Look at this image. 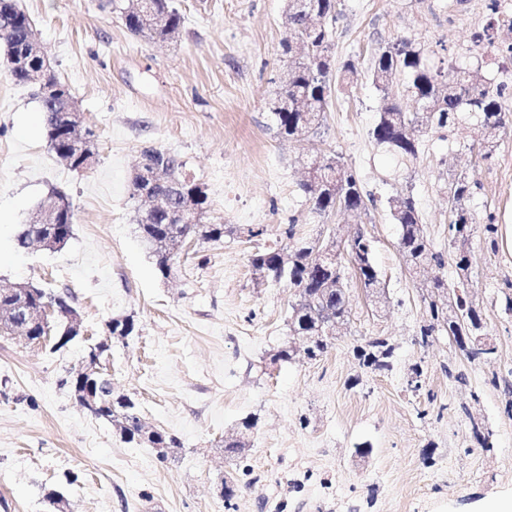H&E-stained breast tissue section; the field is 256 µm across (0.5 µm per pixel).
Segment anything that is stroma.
Instances as JSON below:
<instances>
[{"label": "stroma", "mask_w": 512, "mask_h": 512, "mask_svg": "<svg viewBox=\"0 0 512 512\" xmlns=\"http://www.w3.org/2000/svg\"><path fill=\"white\" fill-rule=\"evenodd\" d=\"M183 16L175 38L132 37L104 0H21L51 64L70 86L96 135L95 164L78 171L48 148L33 90L0 70V284L69 287L91 340L106 322L133 317L136 331L106 360L114 388L134 397L144 418L180 440L176 458L120 439L62 380L84 345L60 351L0 336V512H52L50 492L71 512H486L512 500V126L497 155L480 160V117L424 134L416 157L372 135L384 103H413L405 77L373 81L380 42L406 38L432 70L466 69L512 89V24L489 0H338L332 53L355 72L336 86L317 135L301 142L275 133L268 99L279 86L285 0H174ZM493 26V43L473 35ZM184 161L206 186L204 220L237 233L197 243L175 278L161 280L136 232L130 178L143 147ZM339 156L363 189L359 217L321 218L301 191V162L316 150ZM466 171L471 289L487 336L489 363L468 361L439 332L418 344L427 317L422 280L399 253L389 201L412 197L443 266L428 275L456 282L448 224L447 174ZM75 209L61 250L24 251L14 228L29 223L52 188ZM497 232L487 235V215ZM300 237L361 228L388 303L376 312L355 275L346 329L324 356L271 364L288 339L293 291L256 280V245H280L283 224ZM265 225L262 242L242 229ZM395 346L393 367L362 369V337ZM422 387L408 384L413 366ZM258 420L235 468L241 486L225 503L216 486L229 467L222 444L245 417ZM478 420L491 434L481 448Z\"/></svg>", "instance_id": "35a3bbf8"}]
</instances>
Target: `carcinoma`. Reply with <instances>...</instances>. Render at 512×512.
Wrapping results in <instances>:
<instances>
[{
	"mask_svg": "<svg viewBox=\"0 0 512 512\" xmlns=\"http://www.w3.org/2000/svg\"><path fill=\"white\" fill-rule=\"evenodd\" d=\"M317 19L295 11L293 5L286 6L288 23L295 31V39L283 42V55L287 59L289 95L292 106L282 112L269 102L275 115L279 136L288 141L299 140L301 132L309 134L319 128L323 113L332 94L336 61L331 54L333 23L338 19V0H314ZM157 10L152 25L128 0H112V11L119 15L125 28L134 36L153 41H165L176 33L182 16L173 0H155ZM30 18L18 0H0V67L7 70L17 84H26L27 76L9 64V58L22 41L25 26ZM404 75L408 79V92L419 104L428 101L432 108L428 112H406L398 104H391L380 112V119L373 130L375 140L393 148L406 157L418 153V141L432 128L453 127L458 113L467 110L480 114L483 135L478 155L482 160L491 159L499 143V137L512 123V111L505 104V84H488L479 81L469 72L453 69L447 74L434 72L423 62L420 50L413 43L399 39L379 48L375 56L373 79L383 85L389 79ZM42 112L45 115V136L57 157L75 167V147L63 128L64 122L55 105V96L48 92L38 93ZM141 159L158 163L154 175H143L140 181L131 182V197L139 203L137 228L141 237L153 248L156 268L166 276L170 242L173 241L174 225L179 223V212L191 208L204 216L209 209L208 197H198L193 186L198 182L195 174L186 169L185 163L171 157L165 151L146 147ZM305 180L300 184L306 195L310 212L326 217L337 209L357 212L366 208L365 198L355 175L345 168L340 157L332 153H316L304 164ZM151 186L153 196L164 201V206L143 213L140 203V188ZM476 183L465 172H452L448 176V208L451 214L449 231L455 249L453 261L458 282L448 284L437 279L432 292L448 294V303L442 306L436 301L428 302L430 319L420 328L418 342L427 345L433 334L445 330L452 336L457 347L472 361L490 360L496 347L483 340L485 325L482 312L468 290L471 279L469 242L473 215L469 201ZM391 207L399 226L398 249L404 262L410 267L443 264L441 256L434 252L418 212L409 197L392 199ZM235 233L230 224L204 225V241L220 242ZM286 243L280 248H264L251 255L250 263L256 278L261 281L284 282L295 290L296 301L290 305L288 327L292 336H313L314 344L306 359L316 360L332 348L336 338H329L321 331L336 321L344 324L350 319L345 265L336 260L334 252L344 250L357 257L353 267L361 285L367 287L379 282L380 273L372 261L373 244L365 233L359 231L350 240L337 236L328 240L295 237V222H290L282 232ZM394 346L388 338L370 336L364 343L354 347V356L359 363L372 372H383L391 368ZM95 390L101 419L112 418L123 429L128 442H144L149 446L160 444L165 448H179L180 441L164 430L154 437H141V416L134 399L127 394L114 392L110 379L103 377L96 382ZM257 420L246 417L238 432L224 439V456L243 455L249 447L247 441L238 436L240 432H252Z\"/></svg>",
	"mask_w": 512,
	"mask_h": 512,
	"instance_id": "obj_1",
	"label": "carcinoma"
}]
</instances>
